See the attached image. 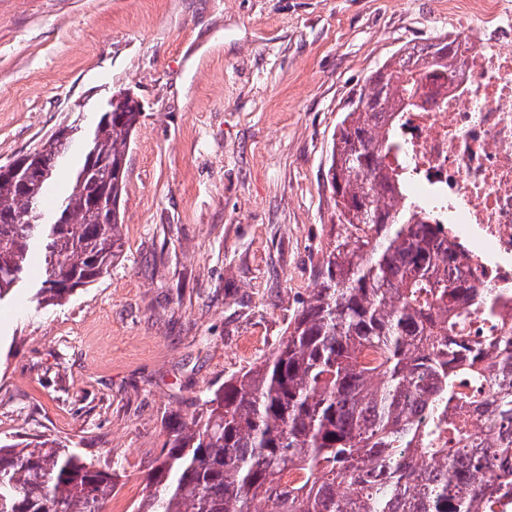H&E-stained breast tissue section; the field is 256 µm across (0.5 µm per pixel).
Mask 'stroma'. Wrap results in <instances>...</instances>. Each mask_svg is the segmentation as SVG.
<instances>
[{"label":"stroma","mask_w":512,"mask_h":512,"mask_svg":"<svg viewBox=\"0 0 512 512\" xmlns=\"http://www.w3.org/2000/svg\"><path fill=\"white\" fill-rule=\"evenodd\" d=\"M470 0H0V163L113 96L142 105L123 252L60 304L32 264L0 300V440L33 435L112 473L132 512L168 424L267 357L315 286L326 181L353 90Z\"/></svg>","instance_id":"35a3bbf8"}]
</instances>
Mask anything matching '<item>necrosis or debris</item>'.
<instances>
[{
  "mask_svg": "<svg viewBox=\"0 0 512 512\" xmlns=\"http://www.w3.org/2000/svg\"><path fill=\"white\" fill-rule=\"evenodd\" d=\"M473 8L458 25L469 47L463 67L401 112L402 149L386 162L410 175L419 218L462 244L461 274L512 289V8L506 0Z\"/></svg>",
  "mask_w": 512,
  "mask_h": 512,
  "instance_id": "4bbe7bcc",
  "label": "necrosis or debris"
}]
</instances>
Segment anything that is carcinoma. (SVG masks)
<instances>
[{
  "mask_svg": "<svg viewBox=\"0 0 512 512\" xmlns=\"http://www.w3.org/2000/svg\"><path fill=\"white\" fill-rule=\"evenodd\" d=\"M398 50L345 113L329 157L337 224L316 288L258 365L230 376L189 422L167 426L137 512H489L512 488V333L459 335L496 289L460 278L448 239L416 220L405 178L387 167L398 106L467 47ZM139 101L112 98L88 137L52 223L40 213L71 140L37 154L35 190H0V300L40 244L37 304L61 302L123 251L120 208ZM447 246L448 264L438 263ZM112 473L60 442H0V512H107Z\"/></svg>",
  "mask_w": 512,
  "mask_h": 512,
  "instance_id": "obj_1",
  "label": "carcinoma"
}]
</instances>
